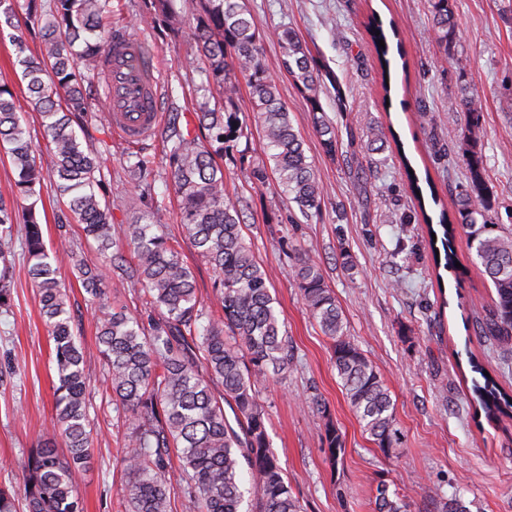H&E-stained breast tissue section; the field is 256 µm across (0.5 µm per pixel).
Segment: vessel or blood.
<instances>
[{"mask_svg": "<svg viewBox=\"0 0 512 512\" xmlns=\"http://www.w3.org/2000/svg\"><path fill=\"white\" fill-rule=\"evenodd\" d=\"M145 46L134 36L113 38L101 59L103 98L110 124L125 140L139 142L156 134L161 122V80L143 66Z\"/></svg>", "mask_w": 512, "mask_h": 512, "instance_id": "vessel-or-blood-1", "label": "vessel or blood"}]
</instances>
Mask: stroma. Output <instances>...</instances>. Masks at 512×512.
Segmentation results:
<instances>
[{
  "label": "stroma",
  "instance_id": "stroma-1",
  "mask_svg": "<svg viewBox=\"0 0 512 512\" xmlns=\"http://www.w3.org/2000/svg\"><path fill=\"white\" fill-rule=\"evenodd\" d=\"M267 34L266 64L304 140L323 189L321 210L305 217L273 183L251 188L247 166L261 155V137L226 144L222 163L230 197L242 198L247 232L258 262L271 275L277 310L293 347L295 365L278 382L260 386L267 432L302 512H375L373 491L385 481L407 512H437L439 498L462 497L470 512H512V417L488 421L472 401V362H479L512 395V355L478 336L475 317L489 310L495 289L474 262L470 230L457 226L454 249L461 272L443 282L433 274L425 225L400 223L416 215L401 156L429 173L438 197L454 205L466 183L463 156L469 127L460 87L482 110L480 149L493 191L495 234L512 235V0H451L456 41L440 52L431 36L428 0H247ZM398 27L404 64L383 75L367 29L371 14ZM292 27L330 72L320 100L336 128L338 149L326 154L305 95L285 75L281 49L271 36ZM148 58L164 82H176L189 49L162 30L142 32ZM391 91H384V83ZM393 128L400 143L367 148L369 127ZM102 153L113 195L127 205L115 224L133 219L140 201L123 178L124 142L111 127L89 126ZM154 193L164 204L168 237L179 240L194 272L197 296L213 312L221 304L210 265L184 241L180 202L163 181ZM47 244L78 249L102 273L110 306L150 319L137 289L118 279L110 261L77 225L58 221L50 186L36 206ZM25 228L16 225L14 286L0 307V486L22 493L30 455L52 436L57 377L53 341L39 315L28 277ZM320 261L347 323L348 336L388 385L400 443L385 457L366 434L346 399L329 342L304 307L293 279L299 250ZM348 252L352 267L340 254ZM68 307L82 352L96 366L87 382L92 425L91 460L73 474L84 512H124L128 477L121 463L124 416L107 388L97 338V307L71 282ZM333 421L345 451L330 463L321 434Z\"/></svg>",
  "mask_w": 512,
  "mask_h": 512
}]
</instances>
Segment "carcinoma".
Here are the masks:
<instances>
[{
    "mask_svg": "<svg viewBox=\"0 0 512 512\" xmlns=\"http://www.w3.org/2000/svg\"><path fill=\"white\" fill-rule=\"evenodd\" d=\"M24 9L19 25L18 9ZM434 39L448 52L458 23L449 0H430ZM141 22L153 28L167 24L176 38L194 45L181 67L200 77L192 86L197 129L172 123L160 158L126 151L127 182L137 190L143 209L127 224L114 225L112 212L125 201L106 187L100 153L83 143L79 132L107 124L105 112L92 102L89 89L99 80L98 60L117 30L112 0H0V32L8 27L16 48L14 65L26 82L27 103L41 116L43 139L51 164L43 166L39 146L22 123L17 96L0 83V148L17 173L11 195L30 199L44 180L53 181L65 222L76 224L101 252H111L118 276L140 288L146 307L157 312L149 322L126 310L99 306L98 342L110 378L112 397L126 413L122 462L132 475L127 512H172L170 490L176 454L182 469L185 508L190 512H241L245 482L259 493L256 512H300L284 470L270 447L265 411L256 387L292 368L294 353L282 333L270 277L256 260L246 234L240 201L224 187V167L217 158L224 143L265 141L264 157L254 162L249 181L264 185L274 178L280 193L307 217L321 209L322 189L306 155L304 142L282 101L279 86L266 66L265 38L246 0H144ZM383 75L390 74V45L383 23H369ZM379 35H374V32ZM282 69L305 94L315 113L316 132L324 151L338 148L336 129L320 102L322 66L294 29L275 32ZM39 52L29 49V41ZM250 87L251 108L240 104L238 77ZM471 116L472 145L464 149L467 185L456 200L458 223L472 228L475 260L496 289L495 305L476 319L480 335L508 350L512 345V237L494 235L491 197L481 153L475 150L481 128L479 107L461 89ZM403 174L417 199L428 233L442 230L443 259L435 267H455L452 248L456 227L447 208L438 219L428 214L419 193L420 178L402 157ZM170 179L180 199L184 238L216 273L214 290L223 314L214 316L198 299L193 273L183 261L181 244L154 231L161 206L145 175ZM25 227V246L32 264L28 272L39 297V313L54 342L56 387L54 438L31 455L24 484L27 512H81L73 471L91 458V424L87 417L86 383L93 369L86 361L71 325L61 268L67 266L85 291L99 301L105 285L72 247L47 250L35 205L24 210L0 194V306L10 296L13 228ZM295 279L301 300L322 334L330 340L332 359L348 403L377 447L387 456L396 451L394 403L383 378L349 338L343 314L319 263L299 253ZM473 393L488 419L512 412V396L483 376ZM224 386L218 399L212 382ZM234 403L240 431L226 422L222 401ZM65 448L59 453L57 447ZM323 451L336 462L344 451L333 423L324 428ZM377 512H403L397 493L382 481L376 486Z\"/></svg>",
    "mask_w": 512,
    "mask_h": 512,
    "instance_id": "1",
    "label": "carcinoma"
}]
</instances>
